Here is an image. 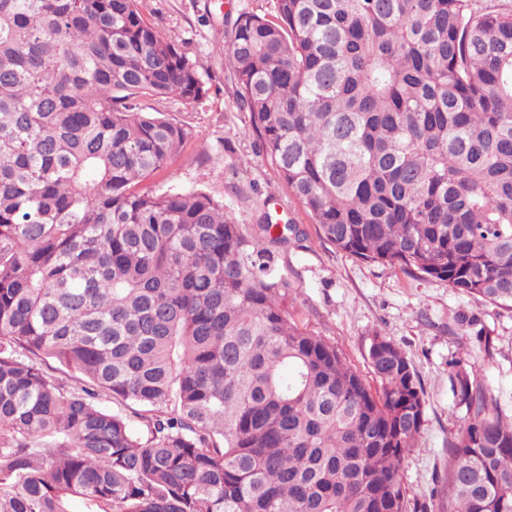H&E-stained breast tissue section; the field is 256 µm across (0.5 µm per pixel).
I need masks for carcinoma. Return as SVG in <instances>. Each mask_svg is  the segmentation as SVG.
I'll return each instance as SVG.
<instances>
[{"mask_svg":"<svg viewBox=\"0 0 512 512\" xmlns=\"http://www.w3.org/2000/svg\"><path fill=\"white\" fill-rule=\"evenodd\" d=\"M222 53L321 239L512 307V0H276ZM207 93L137 0H0V512H405L400 348L374 388L291 318L299 225L141 187L191 137L157 107ZM449 367L448 512H512V417Z\"/></svg>","mask_w":512,"mask_h":512,"instance_id":"obj_1","label":"carcinoma"}]
</instances>
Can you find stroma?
Segmentation results:
<instances>
[{"mask_svg": "<svg viewBox=\"0 0 512 512\" xmlns=\"http://www.w3.org/2000/svg\"><path fill=\"white\" fill-rule=\"evenodd\" d=\"M144 17L195 64L207 97L169 99L163 110L192 132L185 151L149 179L156 192L204 191L244 227L264 214L298 224L302 242L277 248L275 273L291 287L292 317L342 351L371 379L374 335L395 343L417 371L426 401L425 425L402 470L406 512H448V441L466 411L449 375L459 361L481 381L505 414H512V309L483 304L399 269L369 264L321 239L303 206L265 156L221 48L243 12L273 11L275 0H139Z\"/></svg>", "mask_w": 512, "mask_h": 512, "instance_id": "obj_1", "label": "stroma"}]
</instances>
